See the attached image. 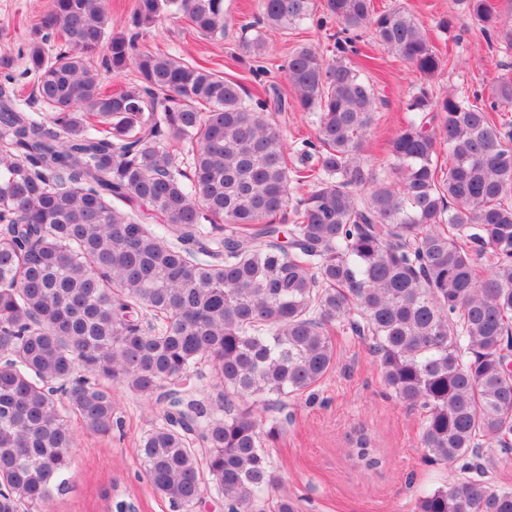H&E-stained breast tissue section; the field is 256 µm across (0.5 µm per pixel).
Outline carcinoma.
Returning <instances> with one entry per match:
<instances>
[{"label": "carcinoma", "mask_w": 512, "mask_h": 512, "mask_svg": "<svg viewBox=\"0 0 512 512\" xmlns=\"http://www.w3.org/2000/svg\"><path fill=\"white\" fill-rule=\"evenodd\" d=\"M459 5L512 44L493 0ZM258 9L239 44L252 58L314 0ZM323 9L344 38L286 66L317 124L298 169L269 118L288 100H247L215 69L140 50L112 31L107 0H51L23 51L41 111L0 78V512H44L64 491L70 415L110 438L117 386L162 406L138 443L157 493L187 512L208 493L268 512L283 422L264 413L336 367L335 329L368 342L385 386L424 411L422 458L450 471L414 512H512L488 453H512V76L487 102L421 86L380 171L370 66L348 59L360 33L427 80L443 63L404 8ZM164 16L210 39L229 24L224 0H137L132 23ZM96 58L138 80L103 89ZM205 366L209 402L187 385ZM355 451L378 464L365 436Z\"/></svg>", "instance_id": "carcinoma-1"}]
</instances>
